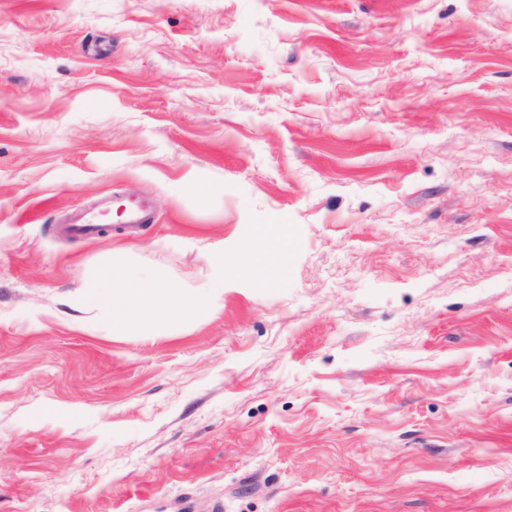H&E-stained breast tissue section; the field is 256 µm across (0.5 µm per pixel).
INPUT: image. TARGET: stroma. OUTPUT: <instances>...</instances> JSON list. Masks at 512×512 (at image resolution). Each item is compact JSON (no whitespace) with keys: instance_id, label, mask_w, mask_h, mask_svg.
Here are the masks:
<instances>
[{"instance_id":"stroma-1","label":"stroma","mask_w":512,"mask_h":512,"mask_svg":"<svg viewBox=\"0 0 512 512\" xmlns=\"http://www.w3.org/2000/svg\"><path fill=\"white\" fill-rule=\"evenodd\" d=\"M255 218L286 287L74 303ZM0 512H512V0H0Z\"/></svg>"}]
</instances>
